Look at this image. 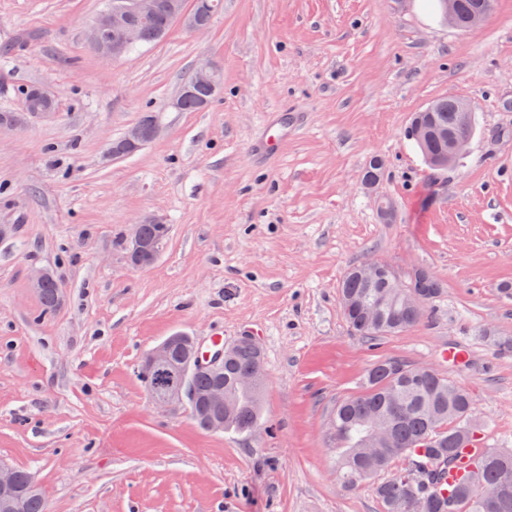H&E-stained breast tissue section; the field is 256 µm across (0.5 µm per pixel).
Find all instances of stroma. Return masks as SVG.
I'll return each instance as SVG.
<instances>
[{"instance_id":"35a3bbf8","label":"stroma","mask_w":512,"mask_h":512,"mask_svg":"<svg viewBox=\"0 0 512 512\" xmlns=\"http://www.w3.org/2000/svg\"><path fill=\"white\" fill-rule=\"evenodd\" d=\"M107 5L0 0V112H22L30 85L56 107L0 131V461L34 477L48 512H382L376 479L343 487L330 417L392 357L467 389L486 441L512 448V351L495 342L512 338V0L467 31L434 0H223L207 31L176 22L114 60L87 43ZM207 59L220 91L176 111ZM448 96L473 102L476 130L459 165L434 171L407 129ZM276 109L300 126L261 159L251 145ZM147 114L158 136L113 158ZM146 217L169 235L134 267L125 241ZM374 260L432 269L445 293L428 319L370 340L338 296L346 269ZM36 268L61 285L53 312ZM217 330L264 352L247 434L155 407L138 378L166 337ZM449 346L468 360H444ZM30 279L33 290L37 294H40L43 288L50 282H55L53 275L49 271L40 269L33 271ZM40 299L45 312L54 311L60 304L58 288L54 284L47 286L40 295Z\"/></svg>"}]
</instances>
